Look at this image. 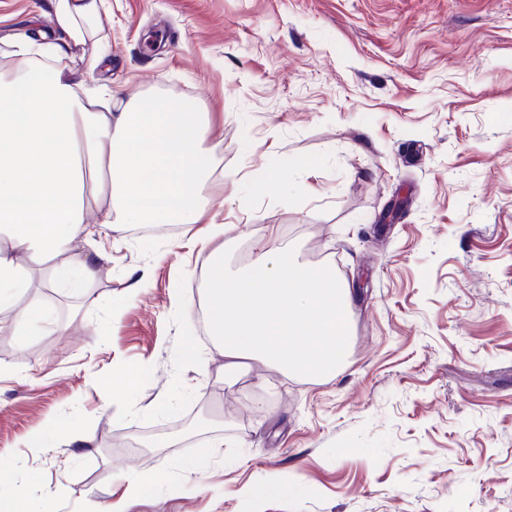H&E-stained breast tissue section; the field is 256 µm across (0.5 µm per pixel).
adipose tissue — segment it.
Here are the masks:
<instances>
[{
	"mask_svg": "<svg viewBox=\"0 0 512 512\" xmlns=\"http://www.w3.org/2000/svg\"><path fill=\"white\" fill-rule=\"evenodd\" d=\"M51 29L8 37L14 58L0 79V330L32 335L49 319L28 296L35 274L60 288H86L99 267L83 251L101 225L196 224L215 159L186 100L123 99L89 87L75 66L100 25L99 0H51ZM242 278L222 251L204 275L209 337L231 374L256 358L302 377L325 379L343 362L350 291L333 271L298 263L262 238Z\"/></svg>",
	"mask_w": 512,
	"mask_h": 512,
	"instance_id": "1",
	"label": "adipose tissue"
}]
</instances>
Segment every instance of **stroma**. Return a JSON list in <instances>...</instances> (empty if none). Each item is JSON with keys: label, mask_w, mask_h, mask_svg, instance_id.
<instances>
[{"label": "stroma", "mask_w": 512, "mask_h": 512, "mask_svg": "<svg viewBox=\"0 0 512 512\" xmlns=\"http://www.w3.org/2000/svg\"><path fill=\"white\" fill-rule=\"evenodd\" d=\"M101 16L85 55L111 59L92 79L208 122L204 219L223 234L98 231L97 285L40 289L51 325L0 333V493L107 512L135 476L127 512H512V0H102ZM33 20L51 27L49 0H0L1 75ZM270 224L352 290L332 378L254 360L225 380L184 309L212 250L244 269ZM131 372L143 383L113 398Z\"/></svg>", "instance_id": "1"}]
</instances>
